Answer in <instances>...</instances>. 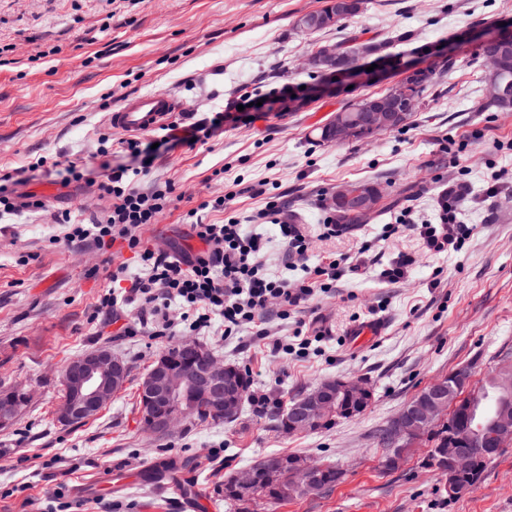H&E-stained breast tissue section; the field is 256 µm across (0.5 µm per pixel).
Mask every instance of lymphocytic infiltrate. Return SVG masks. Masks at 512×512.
<instances>
[{"instance_id":"obj_1","label":"lymphocytic infiltrate","mask_w":512,"mask_h":512,"mask_svg":"<svg viewBox=\"0 0 512 512\" xmlns=\"http://www.w3.org/2000/svg\"><path fill=\"white\" fill-rule=\"evenodd\" d=\"M65 171L69 179H86L96 185L100 197L110 199L111 204L87 224L71 223L66 213L58 215L63 241L73 245L90 240L101 251L118 245L133 255L132 262L113 268L112 286L100 295L94 309L95 315L116 321L123 306L135 305L136 318L124 326L128 336H171L179 323L202 334L216 319L224 335L248 326L263 336L267 330L262 314L269 304H278L281 318H289L307 308L327 284L362 268L361 263L343 259L315 267L297 283L273 278L261 261L266 246L263 237L245 234L235 218L221 224H192V233L202 245L198 252L157 249L145 245L141 230L171 209L175 201L172 184L141 191L129 179L128 167L106 160L88 170L70 161ZM438 205L439 223L418 224L414 230L428 251L461 252L473 229L458 222L455 201L448 194H440ZM174 302L182 308L176 320L169 314Z\"/></svg>"}]
</instances>
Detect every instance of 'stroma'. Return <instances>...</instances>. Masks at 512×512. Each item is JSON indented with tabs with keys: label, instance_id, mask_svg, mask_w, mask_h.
<instances>
[{
	"label": "stroma",
	"instance_id": "stroma-1",
	"mask_svg": "<svg viewBox=\"0 0 512 512\" xmlns=\"http://www.w3.org/2000/svg\"><path fill=\"white\" fill-rule=\"evenodd\" d=\"M325 0H0V175L24 170L17 190L43 201L35 211L0 216V390L20 388L30 401L0 427V512H54L52 490L64 480L65 499L82 512H177L171 491L134 485L103 488L110 475L128 478L160 461L184 491L205 495L230 512L224 480L272 452L306 456L343 469L332 490L259 507L258 512H512V444L485 469L476 486L448 497L444 476L427 463L430 444L419 441L398 469L385 470L380 429L425 387L457 369L480 382L505 358L512 360V178L497 185L496 171L512 175V112H483L487 98L481 60L464 45L451 62L435 50L461 36L512 20V0H366L343 27L305 34L296 19ZM377 44L363 65L419 59L430 71L423 100L402 129L367 142L323 143L316 130L350 100L383 93L398 77L365 82L352 95L322 94L300 110L283 108L288 94L312 87L306 62L322 46L349 39ZM163 91L179 103L177 132L199 118L227 112L222 131L206 144L159 148L141 188L169 182L182 199L145 241L199 248L184 216L204 210L208 224L239 218L245 232L268 240L267 264L277 278L303 279L316 265L345 256L362 270L318 292L299 318L267 317L280 335L297 320L323 332L305 353L273 354L268 340L241 329L224 337L221 324L201 334L222 363L248 371L250 391L265 408L245 404L235 422L183 424L159 440L144 431L138 383L167 337L126 336L121 323L90 322L109 275L122 258L92 245L52 243L56 214L89 223L108 208L95 187L63 185L51 162L90 158L105 139H118L109 112L129 95ZM47 166H37L38 158ZM369 182L382 198L373 219L323 235L337 188ZM467 190L457 219L474 229L457 254L426 253L409 227L436 223L437 200L448 186ZM496 196H488L489 186ZM263 195H253L254 187ZM304 225L309 247L301 260L285 252L278 228L256 222L268 204ZM414 265L399 282L381 270L398 254ZM383 322L380 335L353 342L357 322ZM107 347L130 366L125 389L78 427L55 417L64 396L60 371L71 358ZM366 382L375 400L361 416L339 419L315 432L285 435L273 417L290 400L328 379ZM219 457H211V450ZM59 458L72 474L59 477L44 461Z\"/></svg>",
	"mask_w": 512,
	"mask_h": 512
}]
</instances>
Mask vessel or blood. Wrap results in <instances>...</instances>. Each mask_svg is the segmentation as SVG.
Instances as JSON below:
<instances>
[{
	"mask_svg": "<svg viewBox=\"0 0 512 512\" xmlns=\"http://www.w3.org/2000/svg\"><path fill=\"white\" fill-rule=\"evenodd\" d=\"M178 109L177 101L162 91L138 94L110 114L115 130L138 135L162 130Z\"/></svg>",
	"mask_w": 512,
	"mask_h": 512,
	"instance_id": "vessel-or-blood-1",
	"label": "vessel or blood"
}]
</instances>
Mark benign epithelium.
Here are the masks:
<instances>
[{
	"label": "benign epithelium",
	"instance_id": "benign-epithelium-1",
	"mask_svg": "<svg viewBox=\"0 0 512 512\" xmlns=\"http://www.w3.org/2000/svg\"><path fill=\"white\" fill-rule=\"evenodd\" d=\"M310 66L318 76H328L331 83L323 84L325 90L341 92L348 87V67L338 63L336 50L321 49L311 56ZM423 68L409 64L403 68L401 79L390 85L383 97L370 102L360 113L358 123L367 129L397 130L404 127L414 102L402 97V80L415 79ZM356 127L336 115L328 125L331 142L350 140ZM379 193L358 186H347L336 192L331 200L337 210L368 211L377 206ZM192 356L194 369L185 372L179 367L178 354ZM129 366L106 348L85 352L67 362L61 369L65 397L56 412V420L67 427L74 421L90 419L112 401L126 386ZM231 368L219 362L203 344L187 340L179 353L164 351L153 361L139 387L142 417L157 434H172L187 421L195 410L192 398L198 394L207 401V413L219 422L229 423L239 414L242 397L229 380ZM491 378L501 391L503 402L497 417L485 425L469 426L467 437L473 447L487 446L512 435L507 425L508 406L512 404V371L499 368ZM483 386L469 385V375L461 372L454 381L441 379L432 383L418 397L404 407L395 419L392 462L398 464L406 453V446L420 438L448 411L464 404L473 411L486 398ZM373 401L370 388L352 380H326L315 386L295 405L288 409L287 429L290 433L315 431L322 424L340 414L355 415L366 411ZM448 468L444 488L452 496L457 490L456 478L471 469L472 457L457 448V428L448 424L443 435ZM321 464L302 457L295 464V479L303 490L316 487ZM257 471L248 468L233 475L230 484L237 496L247 498L252 494Z\"/></svg>",
	"mask_w": 512,
	"mask_h": 512
}]
</instances>
